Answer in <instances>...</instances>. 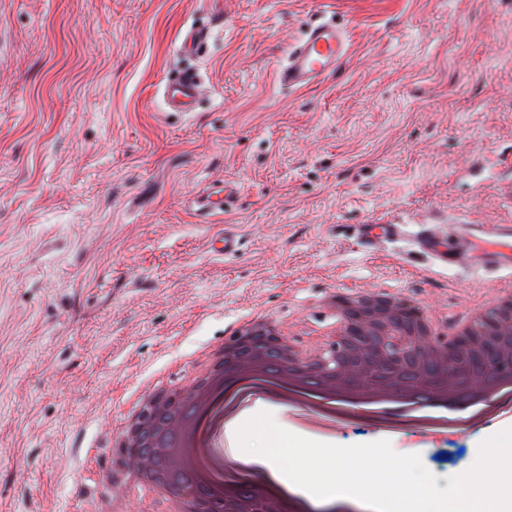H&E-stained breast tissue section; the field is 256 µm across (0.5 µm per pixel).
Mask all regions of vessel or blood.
I'll return each mask as SVG.
<instances>
[{"label":"vessel or blood","instance_id":"obj_1","mask_svg":"<svg viewBox=\"0 0 512 512\" xmlns=\"http://www.w3.org/2000/svg\"><path fill=\"white\" fill-rule=\"evenodd\" d=\"M212 32L205 27L190 29L181 39L179 49L191 56L206 53ZM349 50V40L343 27L332 19L321 17L312 23L303 37L289 49L286 59L278 67L279 83L291 90H300L317 84L335 73ZM202 93L197 76L189 71L168 77L161 85L162 103L168 113L187 116L194 112ZM227 200L221 187H212L197 195L194 205L198 213L223 212ZM357 235L366 244L398 241L402 238L400 225L361 224ZM470 244L475 263L489 262L504 268L512 267V227L508 230L487 228L470 233ZM412 244L427 252L443 266H459L462 258L447 238L437 237L421 229L413 233Z\"/></svg>","mask_w":512,"mask_h":512}]
</instances>
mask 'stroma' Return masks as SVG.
<instances>
[{
  "instance_id": "stroma-1",
  "label": "stroma",
  "mask_w": 512,
  "mask_h": 512,
  "mask_svg": "<svg viewBox=\"0 0 512 512\" xmlns=\"http://www.w3.org/2000/svg\"><path fill=\"white\" fill-rule=\"evenodd\" d=\"M322 14L348 57L281 86ZM197 26L215 38L182 54ZM187 70L194 115L165 114L159 87ZM212 185L228 204L207 222L190 202ZM374 221L512 225V0H0V512H100L128 403L242 316L317 332L320 295L374 288L453 316L512 280L364 247ZM226 227L241 247L214 255ZM312 427L270 401L239 441L297 448ZM381 428L331 434L413 449L406 487L435 499L482 425L447 443ZM212 38L209 28H191L181 39L179 50L191 56H200L206 53Z\"/></svg>"
}]
</instances>
